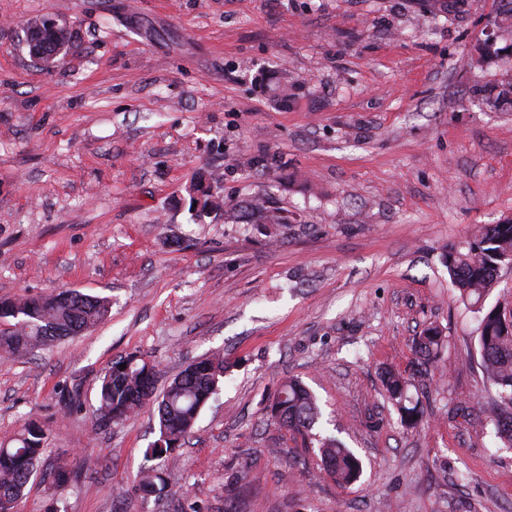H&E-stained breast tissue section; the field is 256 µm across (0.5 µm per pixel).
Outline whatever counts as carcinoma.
I'll return each instance as SVG.
<instances>
[{
  "label": "carcinoma",
  "instance_id": "1",
  "mask_svg": "<svg viewBox=\"0 0 512 512\" xmlns=\"http://www.w3.org/2000/svg\"><path fill=\"white\" fill-rule=\"evenodd\" d=\"M37 29L43 53H59L72 39L68 31L58 36L45 26L44 18L26 25L25 34ZM199 212L206 214L221 208L218 198L198 186ZM512 265V220L498 224H481L473 240L465 248H451L445 257L448 276L456 289V297L474 314L481 367L497 389L499 414L493 421L501 447L512 449V318L507 304L485 307V300L495 284L499 267ZM112 303L106 297L78 290L58 294L27 296L0 300V321L12 323L15 314L24 316L23 326L9 333L0 332V355L18 356L40 349L72 334L88 330L110 316ZM443 340L439 330L429 328L414 346L415 363L427 367L437 363ZM126 365L120 369V365ZM156 365L138 355L121 356L112 361L98 389L99 405L94 412V425L120 423L142 409L152 397L157 382ZM224 377V356L212 353L190 363L175 377L158 401L159 436H168L165 447H152L145 456L162 459L181 446L192 432L199 414L217 394ZM385 396L397 407L401 422L416 428L424 418L421 405L409 395L410 380L392 372L382 379ZM270 417L288 430L300 434L306 447L317 449L323 474L340 487L359 481L362 464L355 453L332 435L320 430L323 417L319 399L300 381L283 383L269 406ZM47 440L46 430L35 421L29 422L12 447L0 446V512L24 497V490L36 473Z\"/></svg>",
  "mask_w": 512,
  "mask_h": 512
}]
</instances>
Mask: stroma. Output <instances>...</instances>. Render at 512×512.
<instances>
[{"label":"stroma","mask_w":512,"mask_h":512,"mask_svg":"<svg viewBox=\"0 0 512 512\" xmlns=\"http://www.w3.org/2000/svg\"><path fill=\"white\" fill-rule=\"evenodd\" d=\"M502 0H0V298L108 296L90 331L0 359V445L48 434L20 512H512V449L443 257L512 219V27ZM69 23L55 71L24 27ZM497 51L481 54L486 39ZM223 204L197 219L192 185ZM265 201L280 221L253 209ZM443 363L402 425L380 372ZM226 372L137 492L154 406L93 426L100 379L137 354L169 380ZM295 378L363 463L342 488L266 412ZM68 461L57 491L49 475ZM439 332L437 328L432 327L417 339L414 346V356L418 367H427L437 363L443 344Z\"/></svg>","instance_id":"1"}]
</instances>
